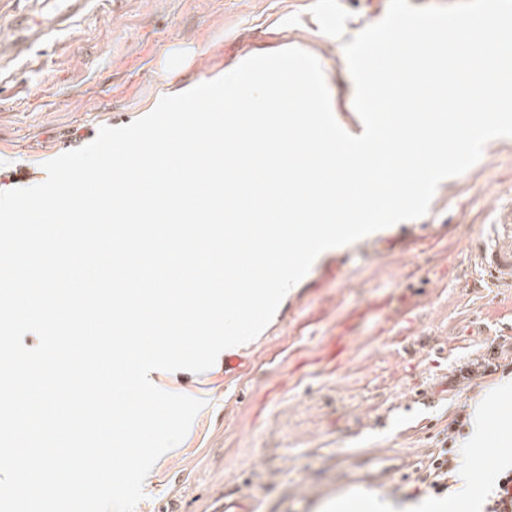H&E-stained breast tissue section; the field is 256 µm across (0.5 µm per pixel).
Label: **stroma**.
I'll return each instance as SVG.
<instances>
[{
	"label": "stroma",
	"instance_id": "35a3bbf8",
	"mask_svg": "<svg viewBox=\"0 0 512 512\" xmlns=\"http://www.w3.org/2000/svg\"><path fill=\"white\" fill-rule=\"evenodd\" d=\"M103 0L100 11L0 72V192L43 183L45 162L100 127L146 115L168 84L196 86L247 58L298 47L319 61L336 121L359 134L343 45L386 15L389 0ZM512 206V137L490 140L443 180L421 218L317 257L249 347L203 373L157 370L162 390L204 400L189 432L155 463L134 512H212L239 492L252 512H323L361 489L398 503L450 439L460 468L480 455L449 432L483 391L512 377V290L484 284L469 246ZM341 364L324 349L344 321ZM500 351L495 374L461 367ZM431 405L411 406L418 393Z\"/></svg>",
	"mask_w": 512,
	"mask_h": 512
}]
</instances>
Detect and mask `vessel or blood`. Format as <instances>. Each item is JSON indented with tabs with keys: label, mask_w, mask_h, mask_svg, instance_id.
I'll return each instance as SVG.
<instances>
[{
	"label": "vessel or blood",
	"mask_w": 512,
	"mask_h": 512,
	"mask_svg": "<svg viewBox=\"0 0 512 512\" xmlns=\"http://www.w3.org/2000/svg\"><path fill=\"white\" fill-rule=\"evenodd\" d=\"M23 2L22 10L14 16L9 49L0 53V70L49 43L56 32L73 26L93 10L95 0ZM471 251L489 287L512 289V210L500 223L481 225Z\"/></svg>",
	"instance_id": "vessel-or-blood-1"
}]
</instances>
